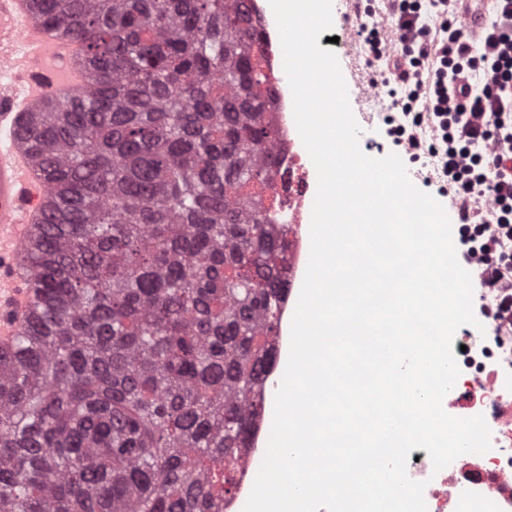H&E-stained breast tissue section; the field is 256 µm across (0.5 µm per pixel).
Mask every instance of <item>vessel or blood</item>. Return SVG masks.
<instances>
[{
  "label": "vessel or blood",
  "mask_w": 512,
  "mask_h": 512,
  "mask_svg": "<svg viewBox=\"0 0 512 512\" xmlns=\"http://www.w3.org/2000/svg\"><path fill=\"white\" fill-rule=\"evenodd\" d=\"M30 0H0V350L14 352L32 308L19 256L48 211L44 174L21 147L31 108L84 85L78 41L34 23Z\"/></svg>",
  "instance_id": "vessel-or-blood-1"
}]
</instances>
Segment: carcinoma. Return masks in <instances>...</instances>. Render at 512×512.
Segmentation results:
<instances>
[{"instance_id":"carcinoma-1","label":"carcinoma","mask_w":512,"mask_h":512,"mask_svg":"<svg viewBox=\"0 0 512 512\" xmlns=\"http://www.w3.org/2000/svg\"><path fill=\"white\" fill-rule=\"evenodd\" d=\"M32 3L86 84L27 118L54 199L0 354V512H224L289 290L249 0Z\"/></svg>"}]
</instances>
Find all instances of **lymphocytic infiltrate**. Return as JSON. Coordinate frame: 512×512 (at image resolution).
Here are the masks:
<instances>
[{
	"label": "lymphocytic infiltrate",
	"mask_w": 512,
	"mask_h": 512,
	"mask_svg": "<svg viewBox=\"0 0 512 512\" xmlns=\"http://www.w3.org/2000/svg\"><path fill=\"white\" fill-rule=\"evenodd\" d=\"M493 21L470 34L466 0H392L386 21L364 7L357 33L374 60H391L396 87L386 134L412 159L430 158L424 184L457 202L463 266L498 290L512 313V0H490Z\"/></svg>",
	"instance_id": "1"
}]
</instances>
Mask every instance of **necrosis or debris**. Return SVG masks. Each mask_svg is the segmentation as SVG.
I'll list each match as a JSON object with an SVG mask.
<instances>
[{
  "label": "necrosis or debris",
  "mask_w": 512,
  "mask_h": 512,
  "mask_svg": "<svg viewBox=\"0 0 512 512\" xmlns=\"http://www.w3.org/2000/svg\"><path fill=\"white\" fill-rule=\"evenodd\" d=\"M263 33L259 57L261 70L274 86L273 117L281 130L278 154L280 183L265 194V207L272 223L293 228L289 237L288 278L302 279L305 247L300 233L310 223L314 198L307 185L313 166L303 143L293 132V99L289 82L277 63L282 48L272 12L257 7ZM484 334L475 336L480 351L461 369L465 386L463 405L468 416H484L491 431V449L482 455L458 458L454 468L434 470L425 449L411 450L408 476L424 483L427 512H512V332L485 324ZM270 434L268 425H259L246 455V466L236 480L224 512H240L253 487L252 472L265 454Z\"/></svg>",
  "instance_id": "1"
}]
</instances>
